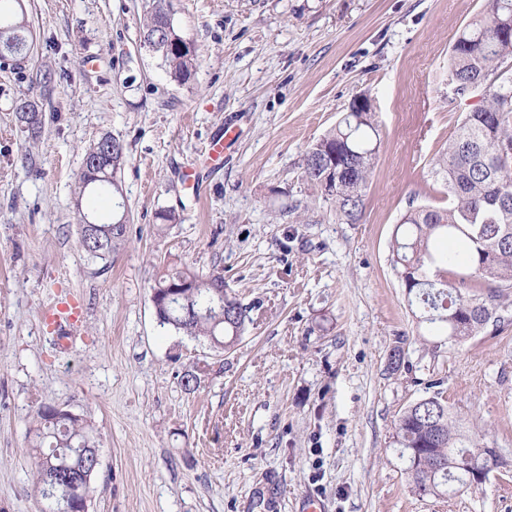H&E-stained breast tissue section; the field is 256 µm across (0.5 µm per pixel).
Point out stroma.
Returning <instances> with one entry per match:
<instances>
[{"label": "stroma", "mask_w": 512, "mask_h": 512, "mask_svg": "<svg viewBox=\"0 0 512 512\" xmlns=\"http://www.w3.org/2000/svg\"><path fill=\"white\" fill-rule=\"evenodd\" d=\"M24 3L34 47L0 69V512L46 506L28 453L46 404L94 427L89 512H512V319L421 344L391 252L409 206L448 205L432 165L482 99L453 96L448 55L486 0H173L200 49L186 83L143 43L150 0ZM41 69L34 134L13 107ZM364 93L381 143L362 217L341 224L301 164ZM107 133L128 223L104 263L79 245L76 200ZM162 210L179 222L158 229ZM171 262L223 269L247 315L231 350L160 325ZM60 302L81 314L64 347ZM433 379L505 458L456 497L416 494L393 444Z\"/></svg>", "instance_id": "stroma-1"}]
</instances>
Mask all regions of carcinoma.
Segmentation results:
<instances>
[{"instance_id": "carcinoma-1", "label": "carcinoma", "mask_w": 512, "mask_h": 512, "mask_svg": "<svg viewBox=\"0 0 512 512\" xmlns=\"http://www.w3.org/2000/svg\"><path fill=\"white\" fill-rule=\"evenodd\" d=\"M143 42L158 53L171 75L190 78L198 47L183 39L172 23L171 0H153L144 19ZM33 35L20 0H0V68L30 53ZM512 61V0H487L480 19L466 26L448 56V76L485 93L477 109L465 113L440 150L432 174L444 181L450 204L445 209H408L397 224L392 245L394 269L418 313V336H446L459 344L479 335L490 322L505 321L512 307V80L503 70ZM18 121L39 127V105L15 102ZM380 143L370 98L353 100L349 112L305 154L303 175L326 187L343 224L359 222L369 178ZM123 142L103 135L85 153L78 196L96 204L103 195L122 194L118 173L124 162ZM80 244L92 258L107 261L124 249L127 224L117 212L103 220L79 211ZM456 267L471 270L472 294L464 295L448 277ZM228 295L223 270L199 275L187 267L164 272L152 287L151 301L159 323L188 336L203 337L215 347L231 348L244 330L238 302L219 305ZM441 381L428 382L436 403L411 404L398 417L395 443L408 462L413 487L424 496H454L469 488L470 468L495 470L503 464L498 448H486L461 430L442 400ZM29 449L32 484L45 499L63 491L60 474L90 463L96 447L93 427L77 416L58 420L37 410Z\"/></svg>"}]
</instances>
